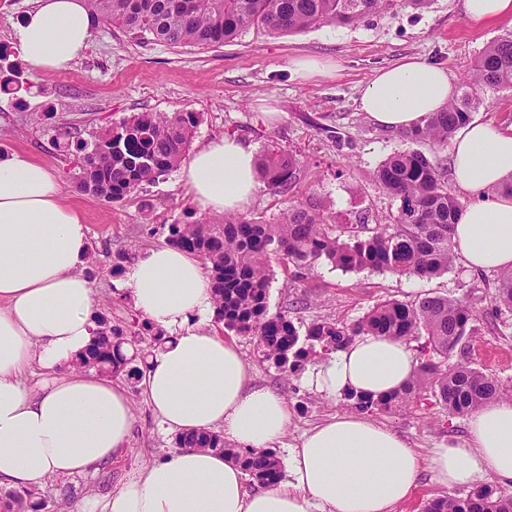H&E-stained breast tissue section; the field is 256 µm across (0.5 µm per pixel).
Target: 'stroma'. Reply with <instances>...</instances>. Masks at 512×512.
Listing matches in <instances>:
<instances>
[{
    "label": "stroma",
    "instance_id": "obj_1",
    "mask_svg": "<svg viewBox=\"0 0 512 512\" xmlns=\"http://www.w3.org/2000/svg\"><path fill=\"white\" fill-rule=\"evenodd\" d=\"M33 0H0V69H15L19 83L0 90V153L22 152L52 168L64 200L77 208L88 227L93 263L86 273L94 286L98 312L129 329L143 318L131 299L119 298L112 264L118 254L164 245L148 227L209 220L187 195L179 171L142 185L120 203H106L77 186L72 139L91 140L93 131L138 112H193L199 117L191 149L225 135L249 145L255 154L269 149L296 155L299 180L288 191L259 187L247 216L275 221L290 201L320 202L333 222L390 223L398 203L375 182L378 165L401 146L399 132L371 122L358 108L361 88L383 67L419 55L447 68L463 84L484 47L512 32V23L468 21L461 0H433L429 8H398L350 26L323 25L297 34L250 28L233 42L215 47H172L144 43L99 23L90 47L69 70L41 75L23 59L14 39ZM297 57L333 62L331 77L299 79L291 69ZM274 108L272 118L261 110ZM494 273L474 275L463 263L431 278L370 270L345 272L316 265L303 277L275 268L269 291L271 311H287L295 325L322 319L352 324L378 303L443 295L469 302L482 321L468 341L473 367L512 385V313L494 314ZM235 340L255 383L270 387L288 403L291 422L285 444L335 413L349 410L345 397L326 398L307 388L304 371L285 373L265 359L254 337ZM135 416L122 455L87 476L51 477L40 492L48 505L75 506L89 496L105 498L139 469L175 451L140 387H130ZM376 420L427 453L441 440H464L465 419L448 415L433 397Z\"/></svg>",
    "mask_w": 512,
    "mask_h": 512
}]
</instances>
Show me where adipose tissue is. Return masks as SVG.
<instances>
[{"label": "adipose tissue", "mask_w": 512, "mask_h": 512, "mask_svg": "<svg viewBox=\"0 0 512 512\" xmlns=\"http://www.w3.org/2000/svg\"><path fill=\"white\" fill-rule=\"evenodd\" d=\"M94 27L85 0H35L14 36L34 70L52 73L88 49ZM456 95L446 68L413 55L378 70L359 109L378 126L413 130ZM448 153L455 186L476 196L452 228L457 255L473 271L512 269V197L488 193L512 178V126L471 120ZM181 176L193 202L215 214L242 211L259 186L255 154L234 136L193 153ZM87 252V226L64 202L59 178L26 154L0 156V484L37 488L52 476L92 473L128 446L134 414L121 379L70 366L96 331ZM119 287L146 320L176 331L141 381L162 426L179 434L220 429L246 449L281 441L288 404L252 383L237 345L207 329L212 291L198 258L171 246L146 250L127 264ZM416 364L406 342L362 335L305 383L330 398L379 399L401 391ZM34 366L43 377L36 392L23 382ZM285 465L286 479L251 491L226 456L182 448L76 512H394L425 470L445 487L483 478L510 484L512 401L473 410L464 444L450 440L424 456L365 413L337 414L290 447Z\"/></svg>", "instance_id": "obj_1"}]
</instances>
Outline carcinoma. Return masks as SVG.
<instances>
[{
  "mask_svg": "<svg viewBox=\"0 0 512 512\" xmlns=\"http://www.w3.org/2000/svg\"><path fill=\"white\" fill-rule=\"evenodd\" d=\"M431 0H87L97 18L142 39L172 46H222L251 27L277 33H300L325 24L350 25L370 13L395 8L423 9ZM461 97L445 111L408 134L410 142L448 146L456 128L471 118L477 92L512 88V35L492 41L478 57ZM198 118L192 113L142 112L100 130L76 149L86 158L79 167L81 188L107 203L133 196L140 185L156 182L178 167L189 151ZM301 161L269 150L259 158L263 183L288 189ZM376 181L399 201L391 224H330L321 206L293 203L272 223L243 214H226L209 223L164 224L166 242L195 255L209 271L214 322L237 334L260 337L265 358L296 372L319 345L331 352L362 334L397 340L425 337L419 364L402 391L371 400L354 398L357 411H391L410 405L429 392L450 415L464 416L499 400L507 390L492 376L464 359H448L464 351L477 331L478 315L464 300L425 296L414 302H383L352 325L322 320L305 328L308 346L288 316L269 310L272 262L288 270H311L327 262L345 271L378 270L432 278L454 266L457 254L451 228L464 208L448 190L438 167L410 147L394 151L375 172ZM497 312H512V270L494 281ZM96 336L72 362L107 376L140 381L152 351L127 355L137 342L127 329L103 314L94 316ZM179 448H205L224 453L252 481L271 485L282 476V464L271 449L232 448L224 434L178 436ZM47 504L30 489L0 493V512H43ZM423 512H512V496L481 485L465 496L446 495L427 502Z\"/></svg>",
  "mask_w": 512,
  "mask_h": 512,
  "instance_id": "1",
  "label": "carcinoma"
}]
</instances>
